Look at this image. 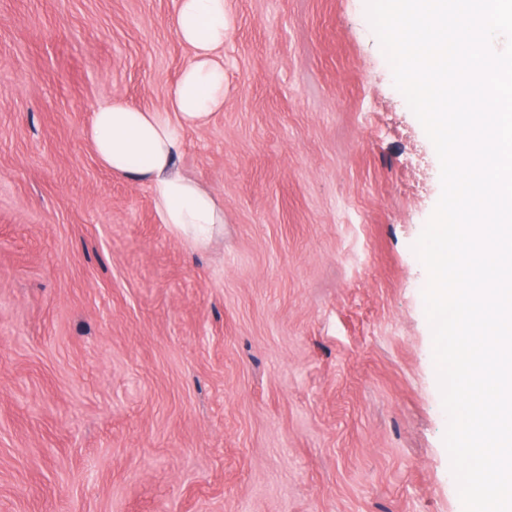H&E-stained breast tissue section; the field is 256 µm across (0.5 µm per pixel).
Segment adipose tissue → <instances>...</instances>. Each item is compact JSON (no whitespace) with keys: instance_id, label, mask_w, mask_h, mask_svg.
Segmentation results:
<instances>
[{"instance_id":"1","label":"adipose tissue","mask_w":512,"mask_h":512,"mask_svg":"<svg viewBox=\"0 0 512 512\" xmlns=\"http://www.w3.org/2000/svg\"><path fill=\"white\" fill-rule=\"evenodd\" d=\"M175 31L191 50L161 108L124 101L96 108L85 131L113 176L146 183L161 223L193 247L207 246L224 224V204L182 171L177 160L189 129L205 127L224 107V0H178Z\"/></svg>"}]
</instances>
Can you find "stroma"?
<instances>
[{
    "instance_id": "obj_1",
    "label": "stroma",
    "mask_w": 512,
    "mask_h": 512,
    "mask_svg": "<svg viewBox=\"0 0 512 512\" xmlns=\"http://www.w3.org/2000/svg\"><path fill=\"white\" fill-rule=\"evenodd\" d=\"M177 0H0V512H463L428 273L440 162L364 0H224V108L179 168L204 249L112 176Z\"/></svg>"
}]
</instances>
